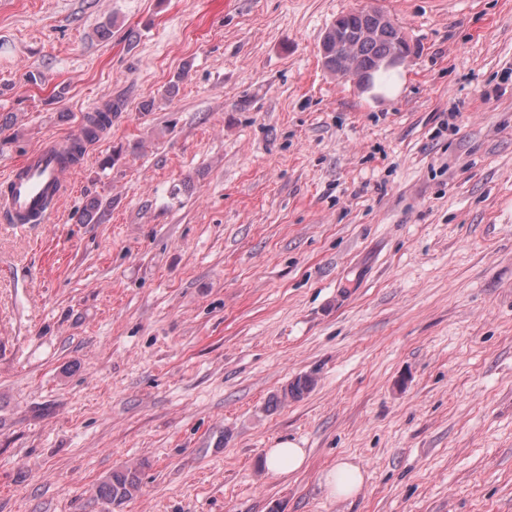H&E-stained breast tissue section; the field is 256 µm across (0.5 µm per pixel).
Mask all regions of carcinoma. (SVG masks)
I'll return each mask as SVG.
<instances>
[{"mask_svg": "<svg viewBox=\"0 0 512 512\" xmlns=\"http://www.w3.org/2000/svg\"><path fill=\"white\" fill-rule=\"evenodd\" d=\"M382 12L377 9L359 8L351 10L337 18L343 29L344 39L341 43L331 41L324 45L323 53L325 67L333 72H346V61L349 52H354L358 60V72L361 74L370 73L376 77L387 73L382 63L387 56L393 53L401 44V32L391 22L381 24ZM365 30L374 31V36L360 40L357 35ZM115 107L107 104L94 112L89 117L88 124L83 128V136L86 138H97V132L106 129L112 123V112ZM110 206L107 201L95 199L84 208L80 223L85 224L93 219L99 218ZM314 380L308 376L300 377L284 387L281 394L276 397L275 403H280L289 398L297 399L311 390ZM140 484L139 471L136 468H118L101 482L98 487V495L115 505L121 504L133 496Z\"/></svg>", "mask_w": 512, "mask_h": 512, "instance_id": "1", "label": "carcinoma"}]
</instances>
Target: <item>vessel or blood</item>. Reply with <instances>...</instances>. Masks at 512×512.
I'll list each match as a JSON object with an SVG mask.
<instances>
[{
	"instance_id": "b4317fda",
	"label": "vessel or blood",
	"mask_w": 512,
	"mask_h": 512,
	"mask_svg": "<svg viewBox=\"0 0 512 512\" xmlns=\"http://www.w3.org/2000/svg\"><path fill=\"white\" fill-rule=\"evenodd\" d=\"M74 137L44 140L0 178V222L20 227L48 223L52 204L68 191L66 175L77 169L67 156Z\"/></svg>"
}]
</instances>
